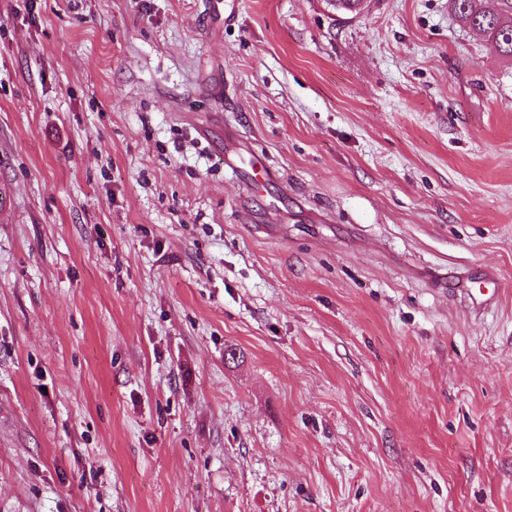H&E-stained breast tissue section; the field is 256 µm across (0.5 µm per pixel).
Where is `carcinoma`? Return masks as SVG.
I'll return each instance as SVG.
<instances>
[{
    "instance_id": "obj_1",
    "label": "carcinoma",
    "mask_w": 512,
    "mask_h": 512,
    "mask_svg": "<svg viewBox=\"0 0 512 512\" xmlns=\"http://www.w3.org/2000/svg\"><path fill=\"white\" fill-rule=\"evenodd\" d=\"M450 3L463 26L485 34L501 55L512 57V0H500L501 8L496 11L482 7V0Z\"/></svg>"
}]
</instances>
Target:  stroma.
Segmentation results:
<instances>
[{
	"label": "stroma",
	"mask_w": 512,
	"mask_h": 512,
	"mask_svg": "<svg viewBox=\"0 0 512 512\" xmlns=\"http://www.w3.org/2000/svg\"><path fill=\"white\" fill-rule=\"evenodd\" d=\"M0 190V512H512V59L448 0H0Z\"/></svg>",
	"instance_id": "1"
}]
</instances>
